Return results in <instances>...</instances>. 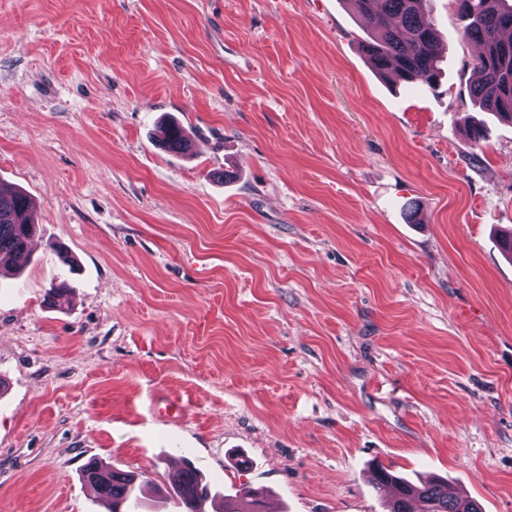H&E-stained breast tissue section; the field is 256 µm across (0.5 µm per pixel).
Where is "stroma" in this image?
Wrapping results in <instances>:
<instances>
[{"label": "stroma", "mask_w": 512, "mask_h": 512, "mask_svg": "<svg viewBox=\"0 0 512 512\" xmlns=\"http://www.w3.org/2000/svg\"><path fill=\"white\" fill-rule=\"evenodd\" d=\"M427 14L434 92L347 0H0V182L38 222L0 277V512H107L93 460L177 512V457L266 512H384L379 465L512 512V123ZM164 147L174 152H184L189 148V140L182 125L170 122L163 132Z\"/></svg>", "instance_id": "obj_1"}]
</instances>
